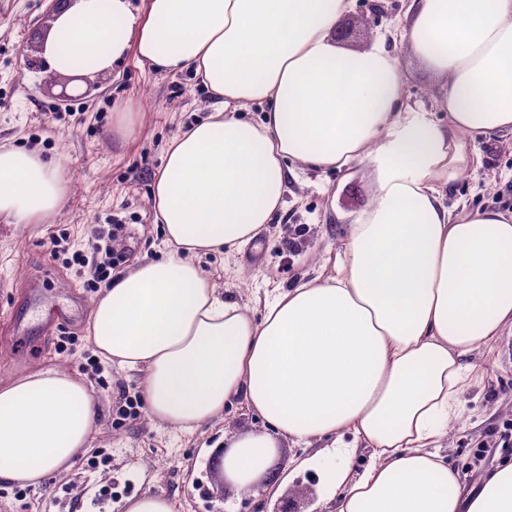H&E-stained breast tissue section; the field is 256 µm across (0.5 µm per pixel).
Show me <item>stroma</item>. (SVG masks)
<instances>
[{"label": "stroma", "instance_id": "35a3bbf8", "mask_svg": "<svg viewBox=\"0 0 512 512\" xmlns=\"http://www.w3.org/2000/svg\"><path fill=\"white\" fill-rule=\"evenodd\" d=\"M408 0H353L342 17L353 35L346 46L363 49L389 38L404 19ZM52 0H0V147L33 150L60 165L68 181L63 208L43 224L0 221V380L31 369L59 366L84 375L100 402V430L72 470L49 476L38 489L0 487V512H125V501L147 492L172 498L175 512H270L285 501L311 512L318 476L306 470L277 494L241 496L224 481L213 458L224 438L259 429L262 419L234 402L222 419L195 434L152 423L146 413L124 414L128 397L143 392L140 379L103 363L94 353L88 324L98 289L88 287L69 262L85 254L89 267L105 259L91 247L95 228L118 225V248L127 262L158 258L163 238L150 199L154 179L170 141L215 107L209 90L192 71L152 72L135 56L114 69L84 77L88 96L70 93L71 78L50 77L45 60L25 65L31 47L47 30ZM137 115L129 139L115 134L117 115ZM479 164L449 187V203L471 208L512 209V134L477 145ZM375 192L374 165L356 160L337 172L293 166L279 223L290 237L269 230L257 246L207 254L199 266L241 303L255 305L258 292L289 288L318 276L334 259L346 236L344 217L366 206ZM59 254L50 258L51 239ZM44 281L39 299L26 295L32 278ZM69 321L49 325L54 307ZM475 380L461 396L459 419L448 428V462L460 475L464 493L503 462L512 461V360L490 346L471 358Z\"/></svg>", "mask_w": 512, "mask_h": 512}]
</instances>
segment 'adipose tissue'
Segmentation results:
<instances>
[{
    "label": "adipose tissue",
    "mask_w": 512,
    "mask_h": 512,
    "mask_svg": "<svg viewBox=\"0 0 512 512\" xmlns=\"http://www.w3.org/2000/svg\"><path fill=\"white\" fill-rule=\"evenodd\" d=\"M67 0L42 54L52 74L102 72L127 56L193 71L218 107L169 145L152 209L163 259H141L95 300L96 354L141 375L149 418L191 434L240 399L264 422L221 460L236 491L290 476L281 440L312 448L336 512H512V463L464 495L442 450L474 368L512 327V213L452 212L443 189L479 162L476 141L512 133V0H410L385 42L352 50L336 26L352 0ZM438 86L403 113L404 66ZM264 105L256 121L243 119ZM375 165L329 273L276 290L262 317L222 296L195 258L242 249L285 204L287 173ZM67 182L33 151L0 147V219L41 224ZM99 404L61 367L0 382V483L42 487L99 430ZM367 464L353 471L359 449Z\"/></svg>",
    "instance_id": "obj_1"
}]
</instances>
